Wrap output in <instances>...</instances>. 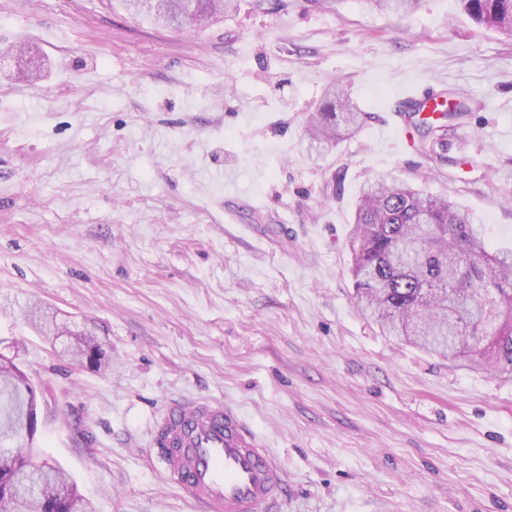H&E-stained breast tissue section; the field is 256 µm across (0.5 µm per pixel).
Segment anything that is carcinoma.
<instances>
[{
    "label": "carcinoma",
    "instance_id": "1",
    "mask_svg": "<svg viewBox=\"0 0 512 512\" xmlns=\"http://www.w3.org/2000/svg\"><path fill=\"white\" fill-rule=\"evenodd\" d=\"M380 10L408 14L421 0H365ZM478 25L512 36V0H459ZM136 18L184 28L214 21L232 0H122ZM453 110L421 118L420 147L434 152L447 134V122L472 111V103L450 90ZM363 113L341 89L327 92L312 115L307 133L316 149L336 143L342 131H355ZM351 275L361 313L382 332L419 346L449 362L512 374V248L489 251L483 225L447 198L425 194L392 173L376 176L358 193L350 241ZM101 350L93 335L67 350L81 365ZM0 512H40L56 503L65 512H95L62 467L38 460L35 439L19 440L24 417L35 409L36 391L17 366L0 368Z\"/></svg>",
    "mask_w": 512,
    "mask_h": 512
}]
</instances>
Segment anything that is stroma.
Here are the masks:
<instances>
[{"label": "stroma", "mask_w": 512, "mask_h": 512, "mask_svg": "<svg viewBox=\"0 0 512 512\" xmlns=\"http://www.w3.org/2000/svg\"><path fill=\"white\" fill-rule=\"evenodd\" d=\"M428 86L479 104L438 173L392 131ZM334 87L366 118L318 151L307 120ZM382 172L512 247V41L458 0H234L183 30L118 0H0V353L37 389L42 457L97 512H199L150 432L169 400L211 399L283 464L277 512H512V378L358 311L354 207ZM29 303L92 329L111 370L59 358L68 335Z\"/></svg>", "instance_id": "obj_1"}]
</instances>
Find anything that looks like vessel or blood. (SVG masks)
<instances>
[{"label": "vessel or blood", "mask_w": 512, "mask_h": 512, "mask_svg": "<svg viewBox=\"0 0 512 512\" xmlns=\"http://www.w3.org/2000/svg\"><path fill=\"white\" fill-rule=\"evenodd\" d=\"M150 446L203 512H274L286 485L265 437L238 408L220 402L167 403Z\"/></svg>", "instance_id": "b4317fda"}]
</instances>
